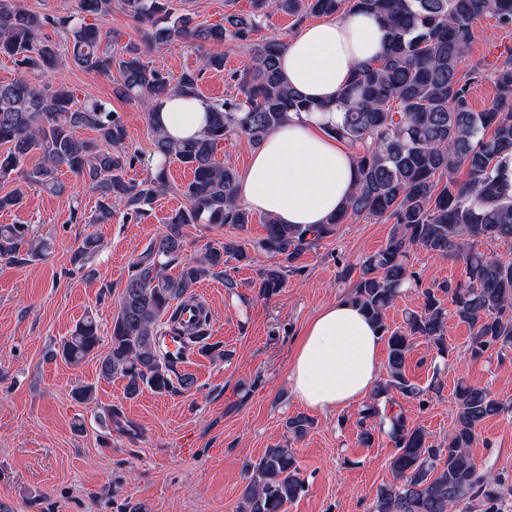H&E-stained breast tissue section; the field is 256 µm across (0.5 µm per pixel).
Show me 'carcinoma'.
<instances>
[{"mask_svg":"<svg viewBox=\"0 0 512 512\" xmlns=\"http://www.w3.org/2000/svg\"><path fill=\"white\" fill-rule=\"evenodd\" d=\"M123 10L143 26L141 42L118 48L102 45L98 28L86 22L104 14L112 0H79V10L65 16L34 12L21 0H0V55L10 57L20 72L0 83V180L20 179L12 191L0 195V211L19 206L25 188L38 186L61 194L65 184L58 174L67 170L99 196L92 218L107 224L113 210L140 217L166 192L168 164L179 162L192 173L183 195L189 206L170 215L165 231L151 240L128 266L109 336L102 337L91 316L76 324L58 352L78 365L107 344L100 355L105 380H125L124 396L134 399L148 388L158 394L188 391L195 385L189 373H178L162 352L160 336L175 328V303L192 293L208 277L224 275V286L237 287L224 265L233 260L246 265L251 253L262 252L274 262L260 270L258 296L269 297L284 287L285 272L324 239L336 235L347 217L391 219L395 228L384 248L364 257L360 277L347 299L359 307L388 338L387 379L361 411L360 442L373 439L364 420L378 417L380 402L397 406L393 394L426 404L425 393L405 374L413 340L432 341L440 355L448 354L444 326L447 311L438 298L451 297L457 317L471 331V350H489L502 359L512 351V262H503L474 250L470 240L485 238L512 242V185L502 170L512 159V61L496 69V99L482 112L471 110L467 82L459 67L471 42L472 22L490 15L503 28L512 27V0H254L253 12L227 15L224 23L203 25L193 13L176 8L175 0H121ZM347 11L376 15L387 28V44L375 64L358 66L341 94L345 109L334 129L341 140L357 147L358 183L344 210L325 224L303 227L266 222L260 240H227L208 247L202 255L179 261L184 228L190 224H232L244 229L251 213L236 198L237 170L215 163L218 145L237 134L258 145L291 112L310 108L289 88L280 72L284 44L275 39L251 47L249 60L230 74L237 93L211 101L209 122L198 137L172 141L155 124L153 151L145 157L124 149L127 130L121 116L98 101L79 102L70 89L49 81H30V71H51L57 44L51 28L68 40L73 63L86 72L113 77L112 94L137 102L153 114L154 107L174 95L201 96L203 73L224 70L225 41L248 39L270 11L291 16H330L344 4ZM193 41L204 51L197 69L185 70L176 82L146 58L156 44ZM86 128L97 137L86 140ZM152 178L125 179V169L149 165ZM466 169L467 180L457 179ZM95 237L85 238L73 262L85 261L100 250ZM422 248L462 259L465 280L456 284L422 285L405 259L411 248ZM50 244L34 238L29 224H0V260L28 263L43 259ZM179 263V272L168 273ZM421 290V311L412 312L405 327L391 328L386 313L404 290ZM167 322H162L163 317ZM457 418L448 433V447L428 444L424 431L409 425L406 410H389L387 435L395 453L390 461L393 481L377 489L373 512H470L476 501L482 512H512V485L499 475L481 473L469 454L477 427L505 411V404L477 385H459L455 391ZM108 429L137 435L116 407L100 415ZM312 422L304 415L288 418L294 438L308 434ZM252 474L242 494L241 512H286L304 490L298 461L287 448L275 446L246 463Z\"/></svg>","mask_w":512,"mask_h":512,"instance_id":"cac0c4a2","label":"carcinoma"}]
</instances>
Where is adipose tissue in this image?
Segmentation results:
<instances>
[{
  "label": "adipose tissue",
  "mask_w": 512,
  "mask_h": 512,
  "mask_svg": "<svg viewBox=\"0 0 512 512\" xmlns=\"http://www.w3.org/2000/svg\"><path fill=\"white\" fill-rule=\"evenodd\" d=\"M385 29L375 17L323 19L291 35L281 57L287 83L312 109L293 112L254 152L237 184V198L281 224H322L346 203L357 181L356 157L334 134L344 112L340 93L358 65L381 54ZM205 99L176 95L154 109L153 121L171 138L200 136ZM384 338L368 317L339 299L307 323L288 380L308 408L333 412L368 396L380 378Z\"/></svg>",
  "instance_id": "obj_1"
}]
</instances>
